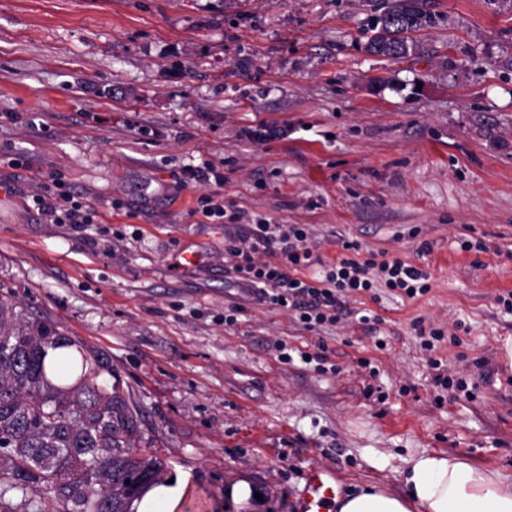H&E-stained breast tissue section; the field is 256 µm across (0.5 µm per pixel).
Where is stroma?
Segmentation results:
<instances>
[{
    "label": "stroma",
    "mask_w": 512,
    "mask_h": 512,
    "mask_svg": "<svg viewBox=\"0 0 512 512\" xmlns=\"http://www.w3.org/2000/svg\"><path fill=\"white\" fill-rule=\"evenodd\" d=\"M392 2L0 0V296L107 358L138 447L191 476L180 512H298L314 465L348 495L403 493L430 454L512 477V0H423L415 53L388 60L365 46ZM264 124L284 136L252 138ZM204 159L227 209L308 225L327 259L345 239L387 252L430 292L378 289L374 329L318 333L251 301L201 188L176 181ZM57 174L97 223L37 210ZM416 317L467 323L435 355L474 398L436 402ZM278 341L325 347L335 372L283 363Z\"/></svg>",
    "instance_id": "stroma-1"
}]
</instances>
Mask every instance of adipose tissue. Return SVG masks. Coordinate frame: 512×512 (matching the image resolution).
<instances>
[{
	"mask_svg": "<svg viewBox=\"0 0 512 512\" xmlns=\"http://www.w3.org/2000/svg\"><path fill=\"white\" fill-rule=\"evenodd\" d=\"M406 491L371 485L336 503L337 512H512V481L454 455H422L410 462ZM187 476L151 485L130 512H178Z\"/></svg>",
	"mask_w": 512,
	"mask_h": 512,
	"instance_id": "ef3b65f1",
	"label": "adipose tissue"
}]
</instances>
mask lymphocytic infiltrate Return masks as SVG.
I'll return each mask as SVG.
<instances>
[{"mask_svg":"<svg viewBox=\"0 0 512 512\" xmlns=\"http://www.w3.org/2000/svg\"><path fill=\"white\" fill-rule=\"evenodd\" d=\"M180 181L206 187L196 210L213 223L223 222V169L205 160L185 167ZM33 202L53 224H91L97 216L90 201L65 191L57 178ZM234 219L235 231L224 234L225 273L252 301L287 311L307 331L337 325L348 314L349 303L372 288H388L404 300L431 289L427 271L399 258H379L374 252L362 257L358 242H343V255L328 261L314 253L310 232L303 225L251 222L243 213Z\"/></svg>","mask_w":512,"mask_h":512,"instance_id":"obj_1","label":"lymphocytic infiltrate"}]
</instances>
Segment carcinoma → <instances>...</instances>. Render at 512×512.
I'll use <instances>...</instances> for the list:
<instances>
[{
	"label": "carcinoma",
	"instance_id": "carcinoma-1",
	"mask_svg": "<svg viewBox=\"0 0 512 512\" xmlns=\"http://www.w3.org/2000/svg\"><path fill=\"white\" fill-rule=\"evenodd\" d=\"M430 22L419 0H397L372 25L366 49L414 51ZM65 348L46 360L50 349ZM99 355L59 327L0 299V512H129L165 463L134 447L136 405Z\"/></svg>",
	"mask_w": 512,
	"mask_h": 512
}]
</instances>
